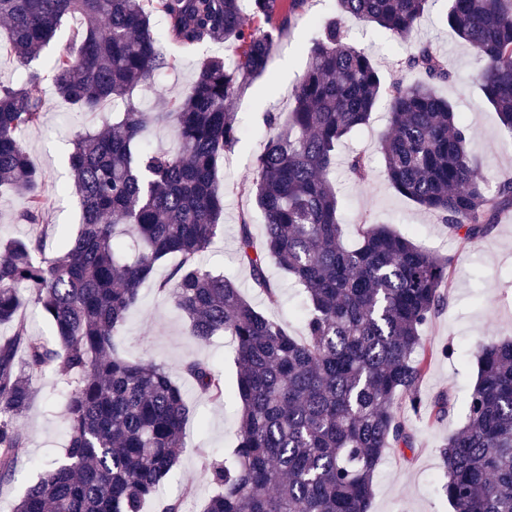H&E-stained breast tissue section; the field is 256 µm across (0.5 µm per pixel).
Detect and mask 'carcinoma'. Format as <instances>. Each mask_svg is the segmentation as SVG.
<instances>
[{
    "instance_id": "1",
    "label": "carcinoma",
    "mask_w": 512,
    "mask_h": 512,
    "mask_svg": "<svg viewBox=\"0 0 512 512\" xmlns=\"http://www.w3.org/2000/svg\"><path fill=\"white\" fill-rule=\"evenodd\" d=\"M0 0L8 42L23 60L40 55L64 20L78 16V43L53 63L58 97L78 112L109 101L114 131L75 135L70 186L82 224L66 248L44 253V176L21 134L41 122L44 102L32 72L0 85V189L27 199L17 216L31 232L0 248V481L16 472L24 437L16 419L32 398L30 380L65 376L68 441L63 459L25 490L14 512H143L158 497L184 448L193 409L166 367L121 357L118 330L153 278L158 261L179 262L157 290L206 342L229 336L239 374L241 428L233 459L207 470L215 493L204 512H370L374 475L390 452L412 448L409 414L432 422L448 397L419 396L433 351L423 327L445 305L451 260L426 251L383 224L358 225L348 247L332 181L336 150L368 124L381 97L389 124L380 136L392 187L435 213L465 248L512 209V182L491 192L468 149V127L439 85L450 79L428 45L414 47L405 69L420 78L385 85L368 54L346 42L343 21L358 18L398 41L409 40L432 0H337L308 48L305 74L286 113L268 112V136L243 193L263 216L262 237L242 212L238 254L270 305L277 264L307 299L303 335L267 317L236 283L203 263L224 228L218 163L244 129L227 108L270 61L274 33L305 0ZM445 20L481 64L484 101L512 136V0H448ZM233 56L204 60L196 79L157 112L134 92L176 67L168 43L203 41ZM173 128L174 153L150 151L146 130ZM358 181L365 158L347 159ZM52 326L54 341L30 335L19 315L21 287ZM183 375L211 402L227 396L224 376L197 360ZM441 490L453 512H512V340L480 347L465 422L440 449Z\"/></svg>"
}]
</instances>
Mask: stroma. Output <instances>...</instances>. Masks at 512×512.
Segmentation results:
<instances>
[{
  "label": "stroma",
  "instance_id": "1",
  "mask_svg": "<svg viewBox=\"0 0 512 512\" xmlns=\"http://www.w3.org/2000/svg\"><path fill=\"white\" fill-rule=\"evenodd\" d=\"M444 10L440 2L434 5L419 22L409 43L397 42L389 33L353 17L345 19L343 29L350 43L372 57L388 82L401 76L412 43H431L445 58L451 73L450 80L441 84L440 92L457 104L467 123L468 148L479 159L482 175L493 183L512 181V136L483 100L476 81L480 65L468 47L443 25ZM335 14L336 0H305L303 7L291 15L266 73L229 105L239 122L252 129L254 135L240 142L219 164L216 173L224 194V231L212 245L207 265L213 272L233 279L258 308L286 323L296 336L302 333L297 318L304 303L302 288L276 264H269L267 273L278 284L281 300L279 305H266L253 288L247 269L237 261L242 211L252 212L253 234L263 233L261 213L252 211L239 187L253 178V160L260 149L256 133L264 128V114L287 111L292 90L306 70L307 49L317 33L315 23ZM80 30V19L66 20L41 55L29 61L0 46L1 84H17L29 71L38 72L41 77L37 91L44 100L43 120L40 126L24 133L23 141L32 164L45 176L43 221L49 229L44 245L49 256L59 251L63 241L76 235L82 221L78 197L66 190L71 181L69 157L74 135L83 129H101L103 125L99 113L70 109L52 89L50 61L65 46L76 42ZM223 52V46L203 43L180 53L178 66L161 78L157 88L136 91V103L145 111H159L165 98L184 92L203 60ZM387 124L388 108L382 101L369 125L340 145L335 174L339 217L348 242H356L358 223L386 224L421 248L451 259L454 280L447 302L422 330L427 347L436 350L437 355L420 386V395L425 399L446 393L450 412L437 423L413 419L412 448L387 455L377 467L371 512H452L438 484L442 470L439 450L464 422L466 400L477 379L479 344L491 339L512 340V211L475 247L461 248L435 214L421 210L386 181L378 136ZM354 153L364 154L370 161L367 182L355 181L346 170L345 162ZM120 334L124 356L167 367L172 378L181 382L194 408V416L184 430L186 446L162 495L174 498L184 487L194 486L195 493L186 501L184 512H202L211 492L205 468L230 456L240 429L239 407L231 399L217 405L200 395L190 382L184 381L181 366L193 359L210 362L223 371L226 387L234 388L237 364L231 340L226 336L204 343L193 340L183 316L153 284L142 288ZM449 344L456 349L454 356H441V348ZM30 385L33 399L16 420L25 437L24 446L14 478L0 483V512H13L26 487L41 477L51 462L61 458L67 444L64 378L47 373L33 378Z\"/></svg>",
  "mask_w": 512,
  "mask_h": 512
}]
</instances>
